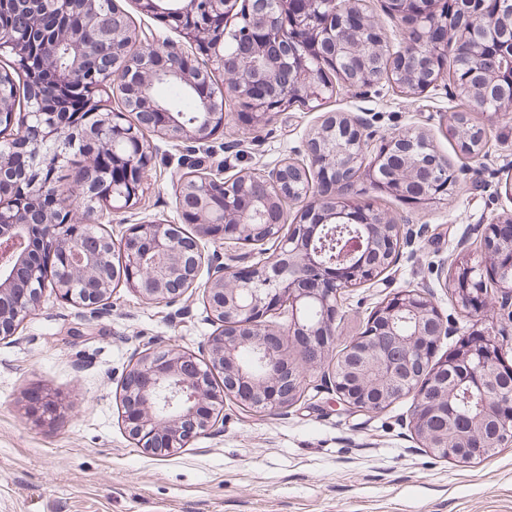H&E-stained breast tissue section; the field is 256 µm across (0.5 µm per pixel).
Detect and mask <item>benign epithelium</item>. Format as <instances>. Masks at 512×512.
Segmentation results:
<instances>
[{
    "instance_id": "7a95c632",
    "label": "benign epithelium",
    "mask_w": 512,
    "mask_h": 512,
    "mask_svg": "<svg viewBox=\"0 0 512 512\" xmlns=\"http://www.w3.org/2000/svg\"><path fill=\"white\" fill-rule=\"evenodd\" d=\"M76 17L69 29L47 27L42 20L43 0H0V7L25 10L29 26L23 32L0 31V50L14 54L33 79L49 69L62 84L74 83L86 62L110 55L133 60L124 78L102 71L101 87L127 100L125 108L151 112L156 128L127 119L103 105L93 119L74 125L56 112L40 95L31 93L26 112L16 115L14 94L0 76V124H19V132L0 137V174L10 170L14 154L30 149L31 161L20 172L28 187L27 209H15L0 191V341L16 333L38 306L47 282L58 296L83 309H103L112 297L111 255L115 246L131 260L127 282L147 304H169L197 285L204 261L201 240L224 246L262 245L277 242L264 260L247 263L248 255L231 254L228 262L210 267L204 290L212 317L221 328L208 340L207 361L176 349L149 348L131 364L120 382L122 416L126 433L144 450L160 454L188 445L199 435L224 422V399L234 400L247 412L288 407L298 396L304 373L328 365V383L337 403L346 411L376 414L399 399H414L410 428L421 447L434 458L456 463L481 462L496 448L512 443V385L504 382L499 347L485 338L482 323L498 317L512 324V214L504 213L486 225L482 237L486 264L466 259L451 275L453 295L461 310L474 321L471 332L454 349L437 357L443 338L451 333L425 290L405 289L387 296L374 308L358 333L334 352L337 328L344 314L341 294L367 284H387L389 271L413 234L389 213L360 199L358 183L365 178L377 188L396 195L426 179L427 200L448 194V160L422 132L406 130L380 141L370 149L366 122L360 115L329 112L309 135L306 160L284 158L261 174L238 173L220 178L205 172L180 177L175 187L179 215L184 197H198L191 216L196 234L182 239L175 225L144 221L130 225L120 243L106 235L94 252L77 237L97 201L94 189L107 173L87 167L83 185L58 188L45 167L42 153L48 145L73 147L92 143L111 147L118 141L129 146L127 177L112 178V212L128 209L140 200V191L154 163L152 137L178 141H208L214 127L229 116L257 128L291 107L295 100L312 110L323 105L335 89L320 73L310 69L298 46L313 42L331 54L358 55L365 49L379 56L392 53L381 38L367 45L364 38L376 30L374 20L356 13L355 0H269L260 11L245 0H177V8L161 11L159 0H139L141 10L160 19L188 43L201 47L205 61L183 64L187 53L174 48L168 37L151 30L130 28L126 14L113 6L112 26L98 29L95 0H61ZM401 21L422 31L399 63L400 85L406 93L425 91L447 77L439 62L448 57L464 21L488 19L508 25L501 11L488 8L487 0H466L458 21L448 20L444 0H395ZM242 27L227 25L231 16ZM249 37L247 50L228 62L229 39ZM71 54L67 69L55 61L60 46ZM224 72V90L208 85L206 74ZM288 82H283V75ZM161 80H173L200 92L201 118L193 126L174 121L170 110L155 99L153 89ZM512 114L506 104L494 112L470 113L471 123L484 129L486 118ZM401 153L404 162L387 173L386 158ZM260 178L265 192H246L249 181ZM221 195L220 219L209 200ZM50 195L59 207L61 224L30 222L40 200ZM300 205L295 216L288 207ZM274 213L276 223H257L262 213ZM328 223L358 225V238L338 259H320L312 240ZM47 259L57 258L56 276L38 259H28L31 248ZM501 291V301L489 302L491 288ZM317 307V319L304 317L308 306ZM258 357L261 368L247 366L242 353ZM220 373L224 385L217 389L212 376ZM479 399L467 426H456L459 393ZM33 415L54 414L58 398L40 389L27 394ZM443 414L448 427L435 431L431 418Z\"/></svg>"
}]
</instances>
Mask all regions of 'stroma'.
<instances>
[{
	"instance_id": "1",
	"label": "stroma",
	"mask_w": 512,
	"mask_h": 512,
	"mask_svg": "<svg viewBox=\"0 0 512 512\" xmlns=\"http://www.w3.org/2000/svg\"><path fill=\"white\" fill-rule=\"evenodd\" d=\"M461 105L449 80L412 95L379 83L361 96L338 90L320 112L292 107L253 130L229 120L203 147L155 139L140 203L102 228L117 240L129 225L161 219L194 233L175 205L179 164L228 178L286 157L304 160L325 111L366 117L378 139L423 131L457 181L421 206L367 190L369 202L419 235L391 270L390 286L342 294L336 341L355 334L389 290L419 287L454 326L438 350L446 355L472 326L445 286L446 270L462 256L461 242H475L483 224L512 213V121H486L483 155L470 162L448 134ZM215 329L200 288L148 305L119 287L97 315L45 289L34 314L0 342V512H512V446L477 464L434 459L410 433L412 398L375 415L345 411L318 369L282 410L254 415L228 399L223 426L188 447L163 455L138 448L121 422L123 373L153 347L206 356ZM35 387L60 395L55 418L27 415L25 395Z\"/></svg>"
}]
</instances>
